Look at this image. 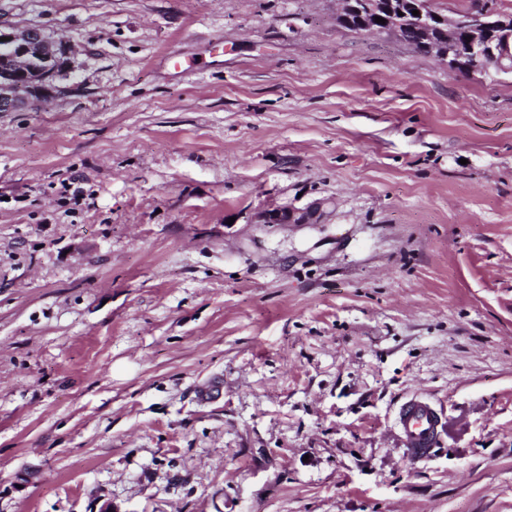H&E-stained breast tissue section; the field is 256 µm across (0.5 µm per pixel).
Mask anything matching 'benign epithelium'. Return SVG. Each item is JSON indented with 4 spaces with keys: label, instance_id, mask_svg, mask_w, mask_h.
Here are the masks:
<instances>
[{
    "label": "benign epithelium",
    "instance_id": "1",
    "mask_svg": "<svg viewBox=\"0 0 512 512\" xmlns=\"http://www.w3.org/2000/svg\"><path fill=\"white\" fill-rule=\"evenodd\" d=\"M340 17L356 20L369 28L375 17L385 18V23L395 31H413L428 37L432 31L466 29L471 36L467 50L455 55H439L440 60L452 71L469 69L466 53H478L497 62L500 70L511 73L512 67L503 60L512 56V16H505L486 8L459 18H441L430 5V0H341ZM419 11L415 16L412 11ZM0 47L9 52L6 67L0 71V112H15L21 108L46 101L65 91L56 84L59 78L57 49L48 43L36 29H0ZM317 208L298 209L291 206L273 209L260 216L263 224H307Z\"/></svg>",
    "mask_w": 512,
    "mask_h": 512
}]
</instances>
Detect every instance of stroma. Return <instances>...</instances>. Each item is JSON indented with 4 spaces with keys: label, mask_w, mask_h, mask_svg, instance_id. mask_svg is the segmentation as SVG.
<instances>
[{
    "label": "stroma",
    "mask_w": 512,
    "mask_h": 512,
    "mask_svg": "<svg viewBox=\"0 0 512 512\" xmlns=\"http://www.w3.org/2000/svg\"><path fill=\"white\" fill-rule=\"evenodd\" d=\"M339 11L0 0V512H512V75ZM3 37L6 41H0V46L9 52V57L0 72V112H15L66 90L56 84L57 49L40 31L0 29V38ZM317 208L298 209L291 206L273 209L260 216L262 224H309ZM400 425L405 450L411 459H417L436 445L441 421L428 403L413 399L403 407Z\"/></svg>",
    "instance_id": "35a3bbf8"
}]
</instances>
